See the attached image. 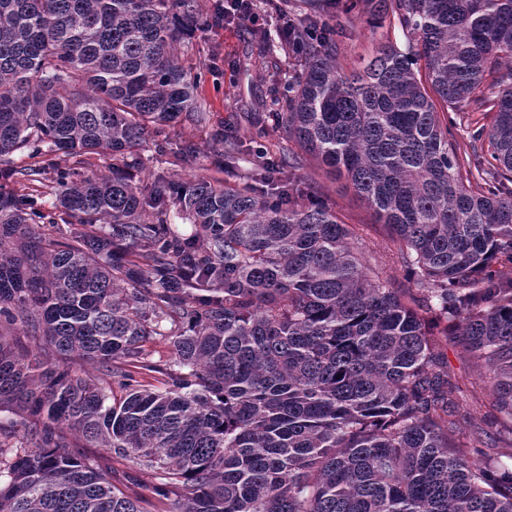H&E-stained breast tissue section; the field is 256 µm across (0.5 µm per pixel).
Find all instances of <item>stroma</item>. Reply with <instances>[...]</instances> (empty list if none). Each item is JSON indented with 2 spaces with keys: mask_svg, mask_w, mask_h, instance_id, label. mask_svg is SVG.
Returning a JSON list of instances; mask_svg holds the SVG:
<instances>
[{
  "mask_svg": "<svg viewBox=\"0 0 512 512\" xmlns=\"http://www.w3.org/2000/svg\"><path fill=\"white\" fill-rule=\"evenodd\" d=\"M197 3L207 23L186 40L182 60L202 76L198 95L207 122L199 127L185 122L171 129L167 139L147 141L143 152L144 166L136 173L137 178L145 182L159 174L174 179L213 174V160L218 150L212 139L213 132L221 130L225 135L251 140L255 132L240 118L243 103L255 96L271 98L286 79L302 71L300 59L290 55L280 56L278 74L266 79L246 69V52L256 37L268 36L273 45L278 42L279 21L267 9L265 0H256L258 23L240 20L223 27L209 20L214 0H197ZM366 19V13H355L339 39V60L345 70L356 68L362 58L372 55L389 36L385 28L370 27ZM188 141L195 143L196 152L184 157L182 162H174V155L179 154ZM303 162L298 173L301 189L324 199L345 223L353 226L360 250H368L373 241L386 235V226L378 223L372 208L347 186L345 179L329 174L311 157H304ZM446 354L449 374L469 381L457 395L460 412L470 417L469 428L495 433L497 427L488 413L487 390L471 386L472 381L479 378L478 368L455 347H448Z\"/></svg>",
  "mask_w": 512,
  "mask_h": 512,
  "instance_id": "stroma-1",
  "label": "stroma"
}]
</instances>
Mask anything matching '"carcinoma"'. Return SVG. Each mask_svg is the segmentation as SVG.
Segmentation results:
<instances>
[{
	"label": "carcinoma",
	"instance_id": "carcinoma-1",
	"mask_svg": "<svg viewBox=\"0 0 512 512\" xmlns=\"http://www.w3.org/2000/svg\"><path fill=\"white\" fill-rule=\"evenodd\" d=\"M364 1L407 45L347 72L337 36ZM289 2L268 0L302 74L248 122L374 208L397 286L300 200L293 151L224 141L215 170L251 156L233 186L129 173L203 120L178 55L196 0H0V512H148L98 448L150 472L161 512H512V466L461 433L441 343L512 435V0ZM256 58L276 68L265 39ZM448 372L452 377L468 379L481 384L479 380V369L471 365L448 340Z\"/></svg>",
	"mask_w": 512,
	"mask_h": 512
}]
</instances>
